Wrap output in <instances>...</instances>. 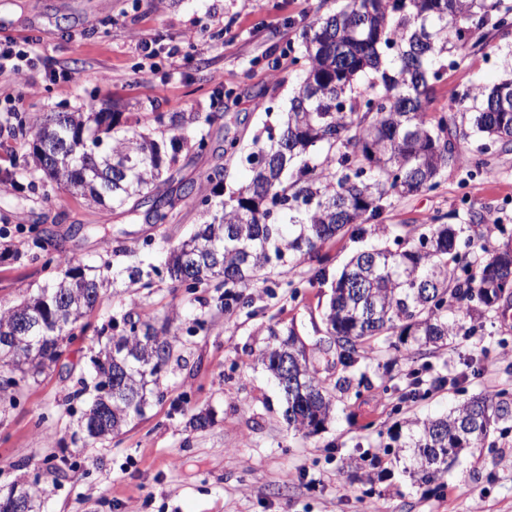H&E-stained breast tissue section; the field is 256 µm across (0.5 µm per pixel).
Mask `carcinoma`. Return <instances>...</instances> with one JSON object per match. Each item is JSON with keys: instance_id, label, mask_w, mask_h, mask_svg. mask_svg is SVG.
Segmentation results:
<instances>
[{"instance_id": "carcinoma-1", "label": "carcinoma", "mask_w": 512, "mask_h": 512, "mask_svg": "<svg viewBox=\"0 0 512 512\" xmlns=\"http://www.w3.org/2000/svg\"><path fill=\"white\" fill-rule=\"evenodd\" d=\"M512 33V5L504 0H343L334 13L317 17L302 34L304 52L291 64L303 68L279 133L267 126L268 141L250 146L235 138L224 153L249 172L244 186L223 198L227 169L218 163L198 180L179 184L175 193L152 195L164 171L182 152L199 153L207 135L181 134L157 139L142 121H122L120 112H70L40 123L23 153L22 169L42 171L58 186L90 197L101 206L146 207L145 220L166 224L181 201H190L208 220L178 244L159 251L153 262L139 261L106 275L95 266L48 252L50 238L32 240V259L51 271L37 293L0 307V393L56 367L65 347L78 336H98V350L76 379L70 400L82 402L73 442L104 443L120 435L132 418H141L152 401L164 397L161 380L176 354L178 330L156 326L145 313L126 312L97 328L92 313L101 293L127 277L149 288L166 274L189 290L212 288L224 310L247 305V289L266 281L274 265L301 258L322 264L324 244L340 235L378 238L392 229L367 221L380 215L383 200L410 196L438 186L450 168L484 164L490 146L512 144V81L475 84L460 100L471 102L469 131L455 116L428 113L434 82L481 48L490 33ZM363 80L366 88L358 89ZM220 115L196 112L153 116L158 127L176 130L191 121L211 125ZM487 139L479 154L470 137ZM461 229L434 224L410 247L394 236L396 248L375 245L354 255L331 286L325 312L335 337L336 361L344 370L358 363L359 349L381 336H395L413 355L414 345H437L459 335L462 325L449 315L470 312L476 301L485 310L512 297V250L481 261L470 273L468 254L458 248ZM35 324L36 339L13 340L18 314ZM258 360L283 396L288 428L306 437L329 419L335 392L352 382L368 386L365 374L350 373L328 387L294 332L262 350ZM412 373L406 397L423 400L459 380L423 366ZM20 374V380L12 377ZM112 381V409L102 423L92 415L96 390ZM512 431V390L477 393L446 416L415 423L406 439L391 435L399 448L413 449V475L430 484L460 454L492 431Z\"/></svg>"}]
</instances>
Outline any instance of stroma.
<instances>
[{"mask_svg": "<svg viewBox=\"0 0 512 512\" xmlns=\"http://www.w3.org/2000/svg\"><path fill=\"white\" fill-rule=\"evenodd\" d=\"M338 0H0V40H32L29 70L35 87L21 103L0 102V304L35 293L46 279L31 258L36 229L47 228L66 254L112 267L146 258L150 248L177 243L198 209L179 203L171 223H145L142 215L100 207L57 188L42 172L17 174L12 153L31 141V121L46 114L115 108L124 115L217 112L208 148L181 156L172 179H193L216 162L237 189L246 173L224 156L226 140L250 144L264 122H278L297 82L290 55L302 48V31ZM150 41L143 52L141 41ZM512 77V34L496 36L479 53L437 81L431 112L468 115L460 94L476 83ZM271 102L265 114L263 102ZM27 118L23 132L4 128L7 112ZM171 181L159 182L158 191ZM491 211L495 230L470 214ZM463 225L461 250L480 258L512 248V150L491 148L481 169L454 168L439 185L408 197L392 195L377 221L412 239L434 218ZM363 246L348 236L324 245L325 268L301 260L276 269L250 289L248 307L217 309L210 293L188 294L168 280L154 288L105 291L97 322L128 310L157 321L179 310L205 313L207 324L182 334V364L162 380L163 401L144 418L102 444L72 443L66 412L71 390L54 369L0 400V486L41 472L44 512H512V432L490 433L463 453L433 492L410 477L411 453H385L397 426L448 412L465 395L512 387V319L476 308L482 326L446 345L423 347L415 357L387 341L362 351L358 365L372 385L336 397L325 429L305 438L282 417L283 399L258 351L269 326L293 330L315 361L318 375L335 383L342 368L323 313L331 284ZM465 375L461 388L406 399L410 373L422 364ZM211 411L212 423L193 428V414ZM67 453L77 467L55 480L52 456Z\"/></svg>", "mask_w": 512, "mask_h": 512, "instance_id": "35a3bbf8", "label": "stroma"}]
</instances>
